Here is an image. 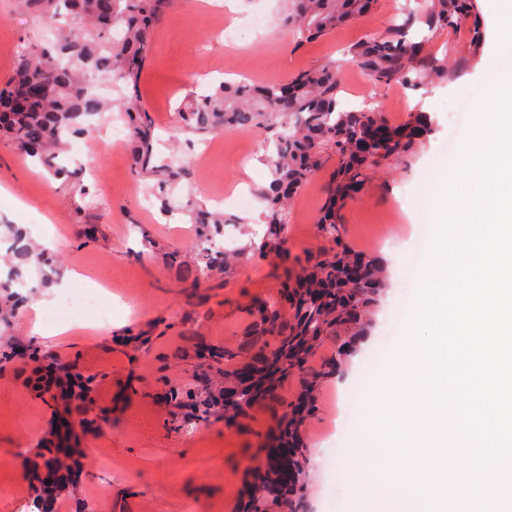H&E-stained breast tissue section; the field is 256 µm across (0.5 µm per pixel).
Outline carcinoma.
I'll list each match as a JSON object with an SVG mask.
<instances>
[{"label":"carcinoma","mask_w":512,"mask_h":512,"mask_svg":"<svg viewBox=\"0 0 512 512\" xmlns=\"http://www.w3.org/2000/svg\"><path fill=\"white\" fill-rule=\"evenodd\" d=\"M48 27H55L61 8L71 15L72 26L61 30L54 42L19 52L11 74L0 82V133L19 155L37 159L63 171L55 158L69 134L91 133L89 117L116 107L128 116L133 141L132 163L136 175L156 180L162 192L177 188L184 167L179 159L152 164L151 127L142 117L137 95L144 53L154 26L168 0H24ZM374 0H291L284 26L308 39L325 36L366 14ZM425 16L429 35L418 42L407 39L411 17L393 24L390 32L369 36L345 48L344 55L379 85L413 86L426 77L440 78L439 61L423 53L424 46L461 16L473 17L469 47L477 50L484 37L476 18L475 0H429ZM106 77L122 84L120 98L106 102L91 93V77ZM336 65L302 70L285 81L251 84L225 83L202 95L182 113L186 130L199 135L226 128L251 132L278 130L274 152L268 158L272 180L259 191L265 201L262 223L267 233L253 251L261 257L281 251L288 208L312 174L328 158L336 157V171L328 198L318 218L322 232L339 241V211L351 192L364 184L363 171L411 151L432 132L429 117L415 113L394 126L379 107L346 110L340 107ZM193 223L209 232L225 223L224 216L197 210ZM12 262L0 288L28 283L24 274L34 261L46 258L36 252L14 225H7ZM361 270L357 282L347 280L346 269ZM384 286L382 264L341 249L320 256L295 279L285 283L277 300L256 306L259 323L282 337L272 362L274 371L286 374L303 363L325 336L352 331L364 333L365 320ZM294 311L292 323L280 322V306Z\"/></svg>","instance_id":"obj_1"}]
</instances>
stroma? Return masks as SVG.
Here are the masks:
<instances>
[{
	"instance_id": "obj_1",
	"label": "stroma",
	"mask_w": 512,
	"mask_h": 512,
	"mask_svg": "<svg viewBox=\"0 0 512 512\" xmlns=\"http://www.w3.org/2000/svg\"><path fill=\"white\" fill-rule=\"evenodd\" d=\"M404 2L376 0L366 15L305 40L282 28L286 0H234L221 12L204 0H171L147 49L138 98L152 127L155 162L174 151L186 160L176 204L231 216L210 237L188 215H161V191L133 171L132 142L111 143L110 113L93 117V134L70 138L62 163L76 168L81 153L96 164L74 182L54 178L0 141V224H24L39 244L51 233L65 240L51 260L32 267L27 304L0 321V512L27 510L26 460L53 411L50 393L37 387L38 370L54 352L93 388L76 414L83 425L69 438L85 452L67 498L71 512H184L191 502L200 512H249L247 467L264 458L308 392L314 401L299 429L305 453L299 510L354 512L342 460L358 417L356 392L395 342L417 291L420 242L432 232L421 190L430 172L455 154L448 113L458 110L457 136L465 138L475 102L500 72L512 70V54H503L495 70L482 58L496 45L497 23L512 21V0H475L484 29L480 55H472L467 36L447 30L427 45L446 64L445 78L374 84L343 50L386 32ZM45 35L42 19L23 0H0V78L10 74L20 44L40 45ZM330 63L339 67L344 107L378 106L395 124L424 112L433 122L413 152L372 168L340 211L341 243L382 261L386 291L364 335L324 337L303 367L290 370L234 423L204 416L205 398L223 386L226 373L257 365L278 344L260 331L256 301L277 296L286 276L335 250L317 219L336 164L326 163L296 196L282 255L262 258L245 246L265 232L257 221L265 207L257 191L271 179L265 133L224 131V154L214 161L200 155L207 137L184 131L180 114L222 81H280ZM242 188L253 195L249 208L218 204V196ZM226 239L239 260L214 270L206 287H194L198 266ZM72 271L102 285L112 299L110 320L79 336L31 334L33 303L52 305L53 284ZM124 337L137 340L134 358L117 344ZM177 403L185 407L180 424L171 418Z\"/></svg>"
}]
</instances>
